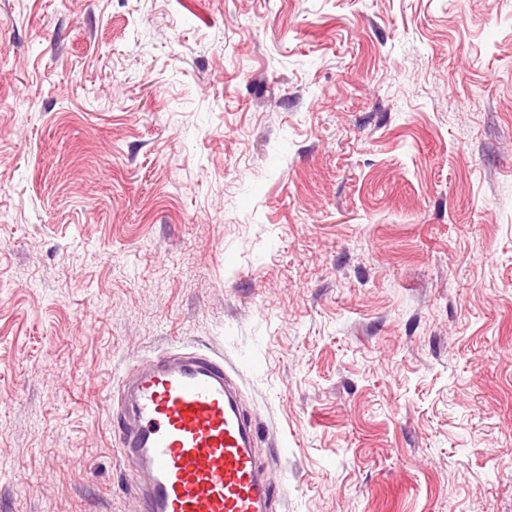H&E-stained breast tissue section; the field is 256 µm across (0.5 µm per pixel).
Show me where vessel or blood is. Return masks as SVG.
I'll list each match as a JSON object with an SVG mask.
<instances>
[{
  "instance_id": "b4317fda",
  "label": "vessel or blood",
  "mask_w": 512,
  "mask_h": 512,
  "mask_svg": "<svg viewBox=\"0 0 512 512\" xmlns=\"http://www.w3.org/2000/svg\"><path fill=\"white\" fill-rule=\"evenodd\" d=\"M119 453L135 512H278L257 420L224 359L200 350L136 360L121 379Z\"/></svg>"
}]
</instances>
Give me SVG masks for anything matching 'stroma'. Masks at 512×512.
<instances>
[{
    "label": "stroma",
    "mask_w": 512,
    "mask_h": 512,
    "mask_svg": "<svg viewBox=\"0 0 512 512\" xmlns=\"http://www.w3.org/2000/svg\"><path fill=\"white\" fill-rule=\"evenodd\" d=\"M176 347L283 512H512V0H0V512H135Z\"/></svg>",
    "instance_id": "stroma-1"
}]
</instances>
